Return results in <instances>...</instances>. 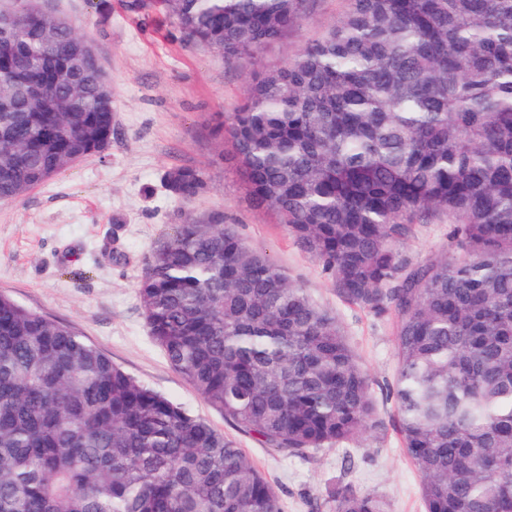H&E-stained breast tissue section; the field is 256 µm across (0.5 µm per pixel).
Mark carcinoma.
<instances>
[{"label": "carcinoma", "mask_w": 512, "mask_h": 512, "mask_svg": "<svg viewBox=\"0 0 512 512\" xmlns=\"http://www.w3.org/2000/svg\"><path fill=\"white\" fill-rule=\"evenodd\" d=\"M315 0H157L228 62ZM73 25L0 33V202L112 142V102ZM78 94L81 111L63 103ZM252 204L336 293L396 320L405 450L427 512H512V0H350L334 27L255 76L224 123ZM193 201L204 173L172 168ZM452 224L416 263L418 226ZM170 366L241 431L302 454L379 423L371 378L318 306L224 213L187 215L139 284ZM315 512H387L340 486ZM0 512H285L234 441L72 327L0 294Z\"/></svg>", "instance_id": "1"}]
</instances>
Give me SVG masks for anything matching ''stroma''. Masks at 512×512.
Returning a JSON list of instances; mask_svg holds the SVG:
<instances>
[{
	"label": "stroma",
	"instance_id": "obj_1",
	"mask_svg": "<svg viewBox=\"0 0 512 512\" xmlns=\"http://www.w3.org/2000/svg\"><path fill=\"white\" fill-rule=\"evenodd\" d=\"M50 15L91 40L112 81L115 130L108 149L73 163L23 197L0 203V294L75 328L114 364L234 440L266 476L286 512H310L339 484L382 495L389 512H425L420 477L397 431L386 389L395 373V324L375 323L337 296L320 266L274 215L249 199L218 123L234 112L255 72L286 64L332 28L348 0H316L300 27L233 64L181 36L159 13L127 14L120 0H42ZM205 170L207 190L189 204L170 198L164 171ZM220 210L228 223L335 312L373 379L381 425L347 443L304 455L264 447L226 419L169 365L146 325L138 294L149 257L185 214ZM449 225L426 224L403 245L434 259Z\"/></svg>",
	"mask_w": 512,
	"mask_h": 512
}]
</instances>
